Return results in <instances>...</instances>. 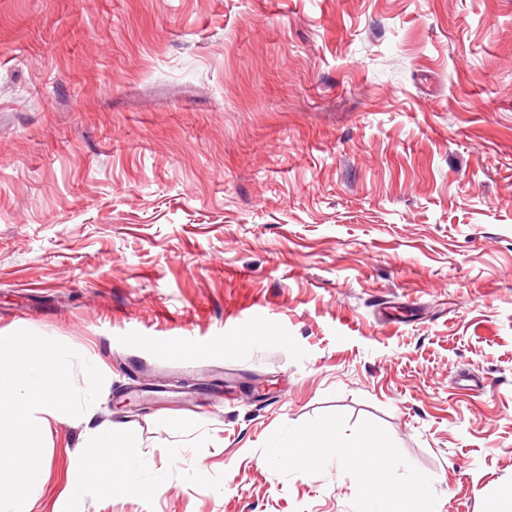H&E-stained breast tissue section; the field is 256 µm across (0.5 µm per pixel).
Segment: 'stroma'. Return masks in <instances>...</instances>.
<instances>
[{"mask_svg": "<svg viewBox=\"0 0 512 512\" xmlns=\"http://www.w3.org/2000/svg\"><path fill=\"white\" fill-rule=\"evenodd\" d=\"M22 329L105 377L25 512H512V0H0ZM115 464L113 463V476L123 482H127L132 488L138 487L136 476V466L133 462L127 460L119 450L113 451Z\"/></svg>", "mask_w": 512, "mask_h": 512, "instance_id": "35a3bbf8", "label": "stroma"}]
</instances>
